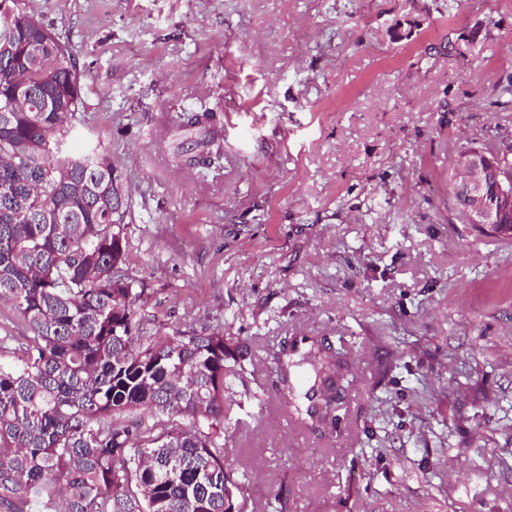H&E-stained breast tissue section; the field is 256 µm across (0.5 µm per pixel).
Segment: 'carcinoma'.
Instances as JSON below:
<instances>
[{"label":"carcinoma","mask_w":512,"mask_h":512,"mask_svg":"<svg viewBox=\"0 0 512 512\" xmlns=\"http://www.w3.org/2000/svg\"><path fill=\"white\" fill-rule=\"evenodd\" d=\"M0 10V299L29 332L0 339V506L7 512H247L224 431L254 372L224 330L136 335L125 196L100 143L70 139L80 74L60 38ZM148 412L152 422L133 417Z\"/></svg>","instance_id":"cac0c4a2"}]
</instances>
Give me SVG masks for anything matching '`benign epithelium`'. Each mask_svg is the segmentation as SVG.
Returning a JSON list of instances; mask_svg holds the SVG:
<instances>
[{
	"label": "benign epithelium",
	"mask_w": 512,
	"mask_h": 512,
	"mask_svg": "<svg viewBox=\"0 0 512 512\" xmlns=\"http://www.w3.org/2000/svg\"><path fill=\"white\" fill-rule=\"evenodd\" d=\"M501 163L499 154L466 152L457 158L456 180L466 191L465 211L472 224L496 228L512 212V171L501 174L493 189L486 186L488 169Z\"/></svg>",
	"instance_id": "obj_1"
}]
</instances>
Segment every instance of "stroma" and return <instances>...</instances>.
Wrapping results in <instances>:
<instances>
[{"mask_svg": "<svg viewBox=\"0 0 512 512\" xmlns=\"http://www.w3.org/2000/svg\"><path fill=\"white\" fill-rule=\"evenodd\" d=\"M23 3L121 176L136 322L253 365L248 512H512V236L450 192L462 149L512 151V0ZM284 351L341 365L335 425L284 409Z\"/></svg>", "mask_w": 512, "mask_h": 512, "instance_id": "35a3bbf8", "label": "stroma"}]
</instances>
